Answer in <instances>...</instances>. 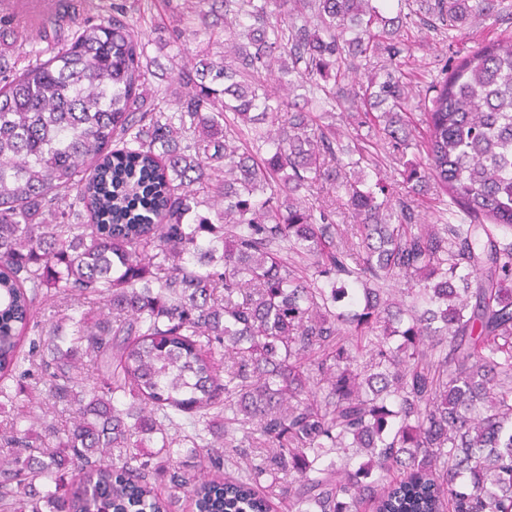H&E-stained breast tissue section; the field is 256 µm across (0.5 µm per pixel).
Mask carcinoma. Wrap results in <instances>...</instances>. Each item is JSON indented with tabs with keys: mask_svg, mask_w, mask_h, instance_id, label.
<instances>
[{
	"mask_svg": "<svg viewBox=\"0 0 512 512\" xmlns=\"http://www.w3.org/2000/svg\"><path fill=\"white\" fill-rule=\"evenodd\" d=\"M15 2L3 23L47 48L0 54V406L37 356L69 422L13 419L0 512H270L278 490L292 512H512V37L449 60L416 142L401 62L406 20L451 39L503 0H163L168 42L205 36L175 72L122 0L73 6L62 42ZM339 94L371 144L324 122ZM386 144L424 159L397 196ZM429 186L444 224L416 211ZM72 297L105 313L36 321ZM215 428L211 467L236 466L240 430L261 463L181 471Z\"/></svg>",
	"mask_w": 512,
	"mask_h": 512,
	"instance_id": "1",
	"label": "carcinoma"
}]
</instances>
